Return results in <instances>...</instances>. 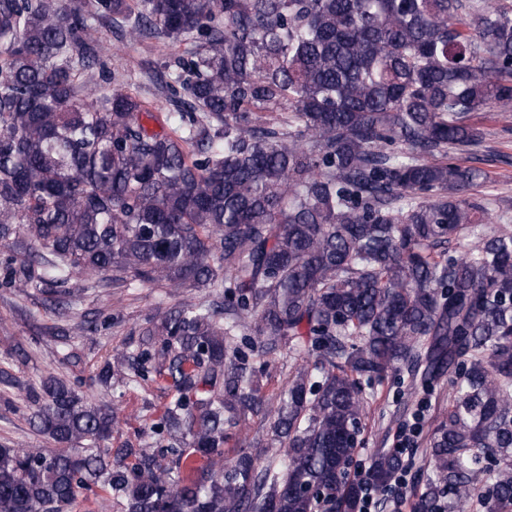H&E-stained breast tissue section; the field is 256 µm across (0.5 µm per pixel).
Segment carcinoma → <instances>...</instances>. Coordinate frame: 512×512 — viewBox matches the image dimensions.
<instances>
[{"instance_id":"obj_1","label":"carcinoma","mask_w":512,"mask_h":512,"mask_svg":"<svg viewBox=\"0 0 512 512\" xmlns=\"http://www.w3.org/2000/svg\"><path fill=\"white\" fill-rule=\"evenodd\" d=\"M182 53L155 112L130 75L96 93L99 27ZM512 110L503 0H0V286L204 288L159 305L146 340L178 396L149 446L49 374L30 423L55 448L0 447V512H66L98 487L104 512H359L403 468L351 475L372 386L404 367L448 375L413 512H512V232L481 225L478 112ZM468 242L461 255L446 245ZM258 355L296 361L270 407L259 465L224 457L255 410ZM126 354L105 360L108 392ZM134 457L128 467L124 460Z\"/></svg>"}]
</instances>
